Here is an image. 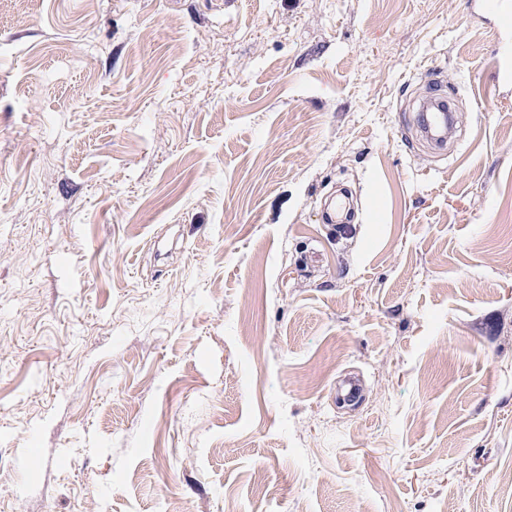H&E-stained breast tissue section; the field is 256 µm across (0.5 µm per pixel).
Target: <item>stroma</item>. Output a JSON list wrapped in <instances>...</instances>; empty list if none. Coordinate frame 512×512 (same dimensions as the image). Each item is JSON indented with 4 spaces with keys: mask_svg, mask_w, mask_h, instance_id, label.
<instances>
[{
    "mask_svg": "<svg viewBox=\"0 0 512 512\" xmlns=\"http://www.w3.org/2000/svg\"><path fill=\"white\" fill-rule=\"evenodd\" d=\"M502 50L476 0H0V512H512ZM431 93L432 97L427 105L432 106L434 109L426 118V113L422 114V120L423 122L426 121V127L433 132L436 141H443L448 130V106L445 97L437 92Z\"/></svg>",
    "mask_w": 512,
    "mask_h": 512,
    "instance_id": "stroma-1",
    "label": "stroma"
}]
</instances>
